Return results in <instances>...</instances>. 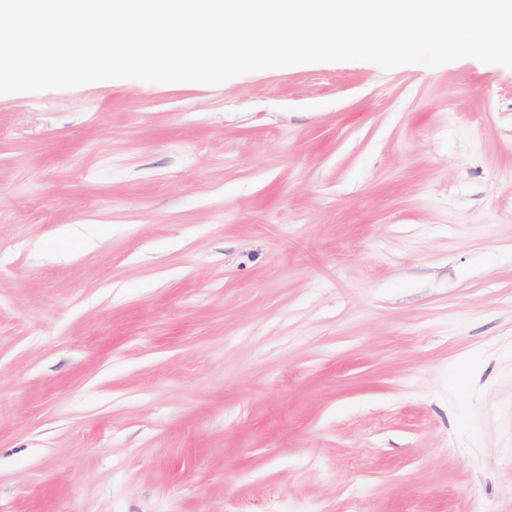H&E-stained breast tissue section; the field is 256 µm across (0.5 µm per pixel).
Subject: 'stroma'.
I'll list each match as a JSON object with an SVG mask.
<instances>
[{
	"label": "stroma",
	"mask_w": 512,
	"mask_h": 512,
	"mask_svg": "<svg viewBox=\"0 0 512 512\" xmlns=\"http://www.w3.org/2000/svg\"><path fill=\"white\" fill-rule=\"evenodd\" d=\"M512 512V69L0 95V512Z\"/></svg>",
	"instance_id": "obj_1"
}]
</instances>
